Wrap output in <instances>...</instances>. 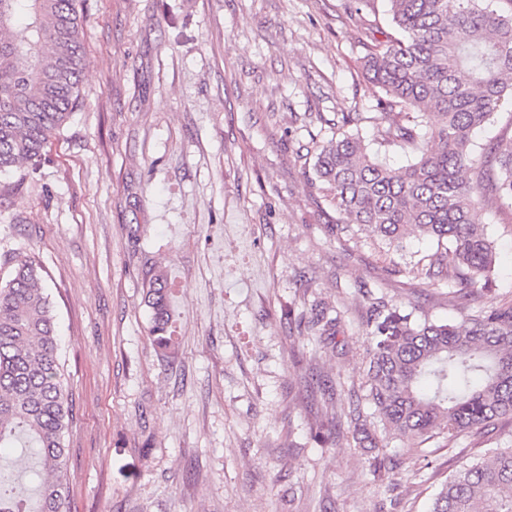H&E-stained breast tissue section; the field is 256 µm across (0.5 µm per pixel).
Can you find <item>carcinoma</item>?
<instances>
[{"label": "carcinoma", "instance_id": "obj_1", "mask_svg": "<svg viewBox=\"0 0 512 512\" xmlns=\"http://www.w3.org/2000/svg\"><path fill=\"white\" fill-rule=\"evenodd\" d=\"M512 0H388L402 37L369 50L364 68L385 98L406 109L396 122L380 113L379 145L416 155L394 168L346 128L365 120L336 113V136L321 146L314 180L345 228L358 238L401 248L407 238L436 243L415 263L429 279L451 278L465 300L489 291L495 248L474 212L512 205V135L475 156L474 134L512 98ZM76 0H0V187L34 172L50 137L81 105L85 66ZM0 448H32L34 483L0 469V512H63L69 482L63 437L71 404L59 362L53 304L34 256L0 262ZM174 284L148 280L152 341L175 353ZM336 319L318 310L306 322L323 336ZM364 400L382 430L426 443L512 422V300L460 322L414 320L379 298L367 321ZM354 446L380 448L362 415L351 419ZM37 503V510L31 504ZM430 512H512V442L475 457L441 484Z\"/></svg>", "mask_w": 512, "mask_h": 512}]
</instances>
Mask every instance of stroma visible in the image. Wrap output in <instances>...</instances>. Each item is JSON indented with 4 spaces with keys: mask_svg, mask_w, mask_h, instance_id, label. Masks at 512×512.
<instances>
[{
    "mask_svg": "<svg viewBox=\"0 0 512 512\" xmlns=\"http://www.w3.org/2000/svg\"><path fill=\"white\" fill-rule=\"evenodd\" d=\"M82 105L22 189L0 195V254L43 268L73 420L66 512H428L503 422L421 447L364 451L349 426L372 302L459 320L512 294V209L475 220L493 240L492 291L461 304L414 276L435 252L337 230L311 183L338 112H377L369 47L397 31L387 0H77ZM177 291L179 349L150 338L143 283ZM334 336L310 344L314 306Z\"/></svg>",
    "mask_w": 512,
    "mask_h": 512,
    "instance_id": "35a3bbf8",
    "label": "stroma"
}]
</instances>
